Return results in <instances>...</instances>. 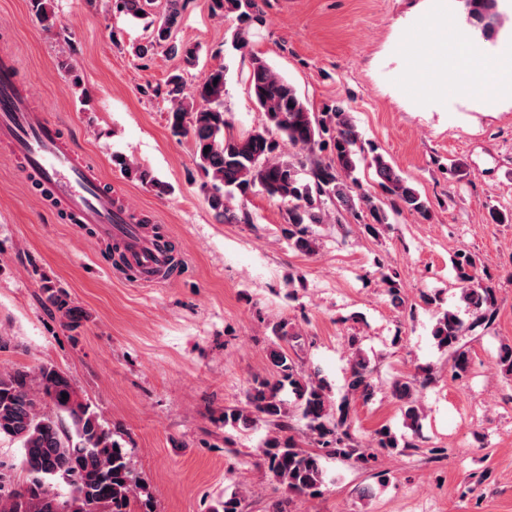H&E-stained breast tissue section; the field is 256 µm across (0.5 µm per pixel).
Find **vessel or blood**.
Returning a JSON list of instances; mask_svg holds the SVG:
<instances>
[{
    "mask_svg": "<svg viewBox=\"0 0 512 512\" xmlns=\"http://www.w3.org/2000/svg\"><path fill=\"white\" fill-rule=\"evenodd\" d=\"M15 59L0 57V144L22 162L29 177L46 185L75 229L95 227L99 239L124 246L129 282L159 286L180 272L165 236L146 232L130 209L114 201L96 165L77 153L58 124L30 106L17 80Z\"/></svg>",
    "mask_w": 512,
    "mask_h": 512,
    "instance_id": "1",
    "label": "vessel or blood"
}]
</instances>
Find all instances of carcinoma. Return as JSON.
<instances>
[{"mask_svg":"<svg viewBox=\"0 0 512 512\" xmlns=\"http://www.w3.org/2000/svg\"><path fill=\"white\" fill-rule=\"evenodd\" d=\"M112 9L137 19H149L152 0H111ZM499 0H464L465 18L469 26L491 37L503 25ZM40 22L47 28L55 16L48 0H32ZM216 11L233 14L238 28L232 35L231 47L245 54L249 47V30L263 22L259 0H212ZM181 0H166L162 13L149 19L150 38L133 46L134 53L144 58L155 47L164 44L179 54L187 67L196 65L195 46L173 42L179 27ZM143 15H137V12ZM249 91L264 114L265 123L244 134L230 132L224 112L226 70H210L200 83L188 89L180 75L167 82V96L172 103L169 112L171 129L191 138L197 164L205 178L204 188L209 207L228 224L250 223L248 212L232 206L235 195L246 198L259 190L287 206L285 233L291 246L305 254L318 249V239L310 234L312 224H325V203L336 211L362 210L369 217L365 231L378 236L380 228L390 224L384 203L362 191L354 173L364 153L360 133L345 107L327 104L321 111L308 109L296 88L277 73L261 57L252 56L247 74ZM280 139H275L273 133ZM300 152L297 158L278 154L279 140ZM209 151H204V148ZM112 163L127 173H135L142 183L158 192L165 185L139 168H134L121 154ZM380 184L391 196L394 211L407 209L423 218L429 217L428 201L406 178L398 174L382 156L372 158ZM463 301L472 310L474 320L467 324L451 311H443L432 329L437 345L453 353L455 375H464L469 358L460 347L464 334L478 326L493 322V289L474 284L478 273L477 259L467 253L455 257ZM47 306L62 314L70 326L80 322V313L71 306L67 294L46 288ZM281 344L271 352L276 376L257 379L244 406L224 409V425L251 428L264 421L272 428L262 444L261 454L269 473L281 485L299 494L314 497L321 492L325 455L349 457L351 445V412L357 400L370 401L374 396L372 368L362 354L360 340L348 339L350 371L347 394L334 401L328 385L315 369L305 372L288 355L284 345L298 338L284 325L274 327ZM430 381V374H413L398 379L393 387L401 403L407 426L420 434L421 413L416 393ZM295 398L290 407L285 392ZM68 398H62V394ZM48 405L51 410L44 411ZM304 420L317 450L302 448L288 434L292 409ZM19 443L21 466L26 479L16 483L12 467L0 463V512H128L131 497L141 488L127 453L112 438V433L99 420L91 406L78 399L70 380L50 366L39 370L37 392L27 388L26 374L0 372V438ZM377 447L395 450L416 448L418 444L401 441L391 428L375 430ZM63 483L65 495L53 491Z\"/></svg>","mask_w":512,"mask_h":512,"instance_id":"cac0c4a2","label":"carcinoma"}]
</instances>
